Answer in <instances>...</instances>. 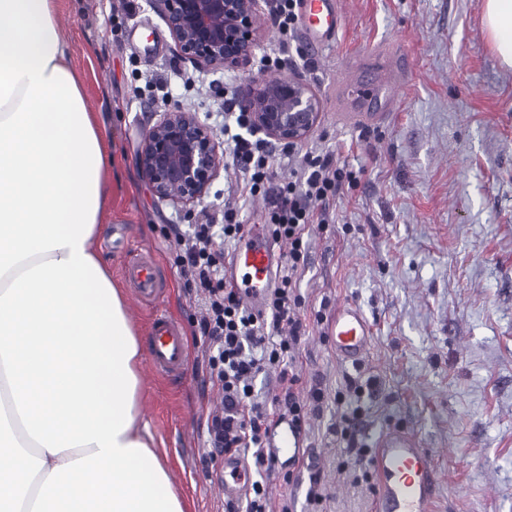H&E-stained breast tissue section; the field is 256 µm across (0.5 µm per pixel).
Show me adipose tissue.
<instances>
[{
	"label": "adipose tissue",
	"instance_id": "adipose-tissue-1",
	"mask_svg": "<svg viewBox=\"0 0 512 512\" xmlns=\"http://www.w3.org/2000/svg\"><path fill=\"white\" fill-rule=\"evenodd\" d=\"M480 6L512 67V0ZM69 59L57 0H0V512H185L98 251L111 156Z\"/></svg>",
	"mask_w": 512,
	"mask_h": 512
}]
</instances>
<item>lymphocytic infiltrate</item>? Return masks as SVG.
I'll list each match as a JSON object with an SVG mask.
<instances>
[{
  "mask_svg": "<svg viewBox=\"0 0 512 512\" xmlns=\"http://www.w3.org/2000/svg\"><path fill=\"white\" fill-rule=\"evenodd\" d=\"M298 4L299 0H271L272 24L281 43L261 56L263 67L281 63L298 27ZM224 105L226 111L236 114L237 130L228 133L227 139L233 144L232 163L241 174L240 181L229 186L228 194L263 197L266 207L261 220L270 236L287 247L262 309L247 308L224 284V245L241 239L246 230L237 206L225 205L221 226L192 224L186 231L175 232L174 244L186 290L204 295L199 322L203 358L212 386L222 398L221 410L208 417V446L247 459L256 475L241 497L225 502L224 512H273L267 489V481L275 473L267 450L270 427L285 419L298 431H305L310 415L319 413L325 400L320 387H305L297 367L299 344L307 331L297 291L307 266V238L313 228L329 224L330 202L352 181L353 174L337 166L331 155L308 151L287 177L274 180L271 147L263 139L243 136L250 117L237 111L236 98L226 99ZM269 370L278 373L279 392L264 403L256 400L253 381ZM364 395V386L353 377L345 391L336 395L340 411L336 441L346 450L338 469L353 473L355 482L365 483L371 490L375 484L368 464L370 450L359 438Z\"/></svg>",
  "mask_w": 512,
  "mask_h": 512,
  "instance_id": "lymphocytic-infiltrate-1",
  "label": "lymphocytic infiltrate"
}]
</instances>
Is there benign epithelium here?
Listing matches in <instances>:
<instances>
[{
  "instance_id": "benign-epithelium-1",
  "label": "benign epithelium",
  "mask_w": 512,
  "mask_h": 512,
  "mask_svg": "<svg viewBox=\"0 0 512 512\" xmlns=\"http://www.w3.org/2000/svg\"><path fill=\"white\" fill-rule=\"evenodd\" d=\"M267 0H150L182 56L200 69L243 68L269 26ZM251 131L280 144L305 141L318 127L320 97L307 79L254 77L240 100ZM139 167L162 201L188 207L201 202L224 168L218 134L196 113L173 106L148 128Z\"/></svg>"
}]
</instances>
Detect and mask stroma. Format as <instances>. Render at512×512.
I'll use <instances>...</instances> for the list:
<instances>
[{"mask_svg": "<svg viewBox=\"0 0 512 512\" xmlns=\"http://www.w3.org/2000/svg\"><path fill=\"white\" fill-rule=\"evenodd\" d=\"M481 0H344V25L326 52L295 37L281 68L305 77L322 99L320 124L298 144L333 155L356 175L332 204L333 223L314 233L299 292L306 313L321 301L357 304L374 345L360 366L337 360L310 326L302 374L326 401L309 426V457L332 496L324 512H371L363 486L336 479L333 427L346 376L376 381L363 434L401 425L436 454V512H512V68L500 65L482 22ZM59 22L87 103L112 142V217L98 240L115 281L126 248L150 250L169 288L163 304L189 333L187 378L142 371V414L157 449L180 472L186 512H224V457L207 447V417L220 405L193 335L199 303L175 263L170 224H201L224 209L234 171L220 172L202 203L159 201L138 154L155 113L176 103L214 130L224 101L244 92L256 65L202 72L181 56L148 0H61ZM395 44L412 79L397 111L364 125L336 114L327 87L350 52ZM272 501L291 496L308 512V473L288 455Z\"/></svg>", "mask_w": 512, "mask_h": 512, "instance_id": "35a3bbf8", "label": "stroma"}]
</instances>
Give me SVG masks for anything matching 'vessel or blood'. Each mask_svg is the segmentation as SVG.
Segmentation results:
<instances>
[{"instance_id": "b4317fda", "label": "vessel or blood", "mask_w": 512, "mask_h": 512, "mask_svg": "<svg viewBox=\"0 0 512 512\" xmlns=\"http://www.w3.org/2000/svg\"><path fill=\"white\" fill-rule=\"evenodd\" d=\"M343 0H301L300 32L305 41L326 49L333 45L343 27ZM411 65L408 55L393 44L376 45L349 57L338 69L332 85L335 110L348 121L364 124L381 112L396 111L398 92L408 82ZM284 255L282 245L273 243L263 225H250L247 234L224 267V277L237 288L242 301L260 308L266 288L272 286ZM124 276L139 298L154 303L148 332L147 359L151 369L164 377H183L189 364V346L180 322L159 308L167 284L158 276L149 251L127 256ZM336 356L344 362L359 363L371 351L373 328L360 308L351 302L337 305L328 326ZM273 452L298 456L299 436L280 424L271 441ZM377 482L374 512H435L440 475L431 449L410 430L391 426L373 439L370 459ZM246 481L242 461L224 460V493L234 496Z\"/></svg>"}]
</instances>
